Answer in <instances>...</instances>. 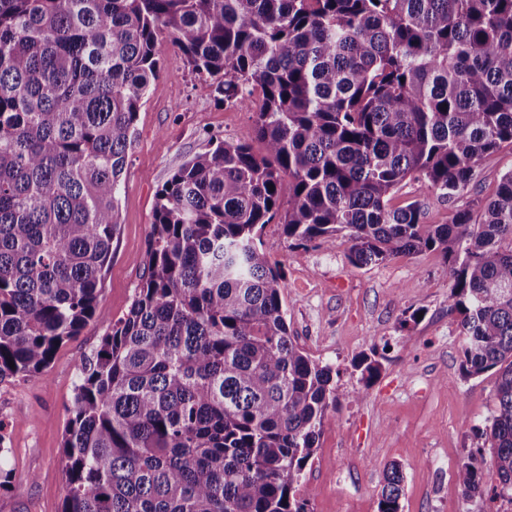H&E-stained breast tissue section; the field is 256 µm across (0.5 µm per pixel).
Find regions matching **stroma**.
<instances>
[{
  "label": "stroma",
  "instance_id": "1",
  "mask_svg": "<svg viewBox=\"0 0 512 512\" xmlns=\"http://www.w3.org/2000/svg\"><path fill=\"white\" fill-rule=\"evenodd\" d=\"M159 79L144 97L119 196L121 230L112 243L100 314L56 351L43 375L0 384V422L12 471L0 487V512H61L67 494L62 435L83 358L111 321L124 317L145 273L157 192L187 159L213 140H241L261 151L254 112L224 103L211 83L194 78L169 42L156 47ZM512 170V146L482 158L460 198H441L427 183L406 180L391 204L411 202L427 224H443L456 207L492 196ZM260 242L285 277L286 319L293 340L336 371L339 400L301 484L313 512H377L391 463L403 469L402 512H512V502L465 497L457 469L476 447L473 426L492 405L494 376L461 374L459 316L449 309L448 264L419 252L357 269L346 258L347 238L292 244L278 222ZM379 361L380 375L364 385L354 360Z\"/></svg>",
  "mask_w": 512,
  "mask_h": 512
}]
</instances>
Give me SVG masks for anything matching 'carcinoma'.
<instances>
[{"mask_svg":"<svg viewBox=\"0 0 512 512\" xmlns=\"http://www.w3.org/2000/svg\"><path fill=\"white\" fill-rule=\"evenodd\" d=\"M163 39L222 101L261 93L263 152L212 141L157 192L141 287L81 363L62 512H310L301 475L339 395L288 331L257 243L276 218L298 247L344 235L358 269L443 254L462 375H496L475 453L512 502V170L477 223L389 205L409 177L452 200L512 144V0H0V384L97 313ZM456 481L485 493L472 462ZM403 483L391 465L378 512H402Z\"/></svg>","mask_w":512,"mask_h":512,"instance_id":"obj_1","label":"carcinoma"}]
</instances>
